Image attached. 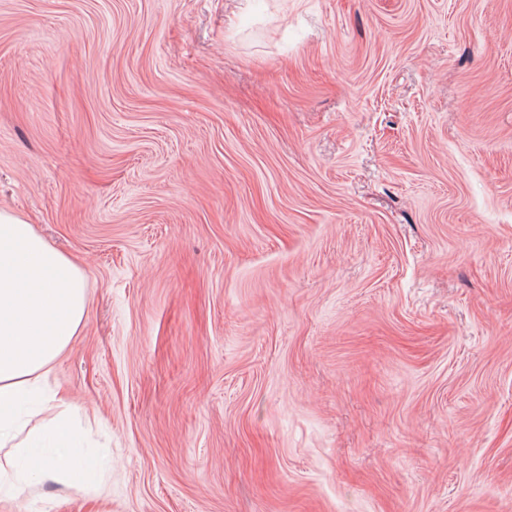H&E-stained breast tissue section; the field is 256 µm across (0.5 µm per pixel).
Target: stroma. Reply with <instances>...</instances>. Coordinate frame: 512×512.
Returning <instances> with one entry per match:
<instances>
[{
    "mask_svg": "<svg viewBox=\"0 0 512 512\" xmlns=\"http://www.w3.org/2000/svg\"><path fill=\"white\" fill-rule=\"evenodd\" d=\"M252 4L0 0L89 468L0 512H512V0Z\"/></svg>",
    "mask_w": 512,
    "mask_h": 512,
    "instance_id": "35a3bbf8",
    "label": "stroma"
}]
</instances>
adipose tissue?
<instances>
[{
	"label": "adipose tissue",
	"mask_w": 512,
	"mask_h": 512,
	"mask_svg": "<svg viewBox=\"0 0 512 512\" xmlns=\"http://www.w3.org/2000/svg\"><path fill=\"white\" fill-rule=\"evenodd\" d=\"M86 289L75 257L49 246L21 216L0 211V447L26 428L24 404L44 392L52 364L77 335ZM39 438L42 479L59 481L79 466L65 418Z\"/></svg>",
	"instance_id": "ef3b65f1"
}]
</instances>
